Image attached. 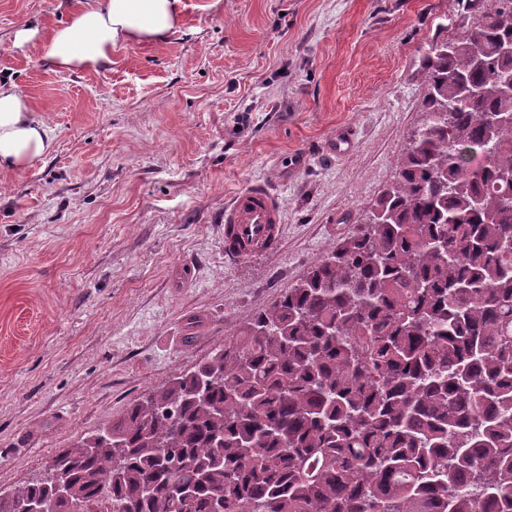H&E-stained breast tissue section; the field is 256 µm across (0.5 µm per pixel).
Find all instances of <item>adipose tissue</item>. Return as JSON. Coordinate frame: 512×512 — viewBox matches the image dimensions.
I'll list each match as a JSON object with an SVG mask.
<instances>
[{
  "mask_svg": "<svg viewBox=\"0 0 512 512\" xmlns=\"http://www.w3.org/2000/svg\"><path fill=\"white\" fill-rule=\"evenodd\" d=\"M181 0H86L66 23L50 31L23 27L17 46L47 42L41 62L53 70H96L112 62L119 47L161 45L182 26ZM54 142L50 126L14 84L0 83V175L27 169Z\"/></svg>",
  "mask_w": 512,
  "mask_h": 512,
  "instance_id": "ef3b65f1",
  "label": "adipose tissue"
}]
</instances>
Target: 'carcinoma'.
I'll return each instance as SVG.
<instances>
[{"instance_id": "cac0c4a2", "label": "carcinoma", "mask_w": 512, "mask_h": 512, "mask_svg": "<svg viewBox=\"0 0 512 512\" xmlns=\"http://www.w3.org/2000/svg\"><path fill=\"white\" fill-rule=\"evenodd\" d=\"M369 214L54 461L112 512H512V0H467ZM51 502L38 481L0 490Z\"/></svg>"}]
</instances>
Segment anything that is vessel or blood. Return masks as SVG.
Instances as JSON below:
<instances>
[{"label":"vessel or blood","instance_id":"obj_1","mask_svg":"<svg viewBox=\"0 0 512 512\" xmlns=\"http://www.w3.org/2000/svg\"><path fill=\"white\" fill-rule=\"evenodd\" d=\"M281 241V207L267 185H250L225 203L224 252L230 259L276 252Z\"/></svg>","mask_w":512,"mask_h":512}]
</instances>
